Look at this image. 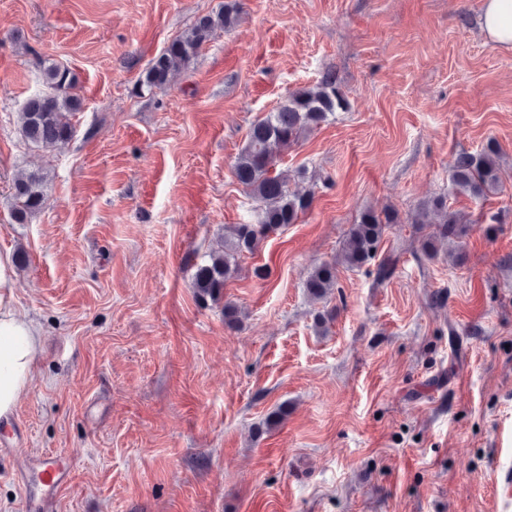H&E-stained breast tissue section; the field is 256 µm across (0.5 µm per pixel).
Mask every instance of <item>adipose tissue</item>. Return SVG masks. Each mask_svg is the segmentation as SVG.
Wrapping results in <instances>:
<instances>
[{
	"mask_svg": "<svg viewBox=\"0 0 512 512\" xmlns=\"http://www.w3.org/2000/svg\"><path fill=\"white\" fill-rule=\"evenodd\" d=\"M481 25L498 47L512 50V0H483ZM15 271L10 253H0V418L8 417L35 368L41 331L15 301Z\"/></svg>",
	"mask_w": 512,
	"mask_h": 512,
	"instance_id": "obj_1",
	"label": "adipose tissue"
}]
</instances>
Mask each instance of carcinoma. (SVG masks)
I'll use <instances>...</instances> for the list:
<instances>
[{"mask_svg":"<svg viewBox=\"0 0 512 512\" xmlns=\"http://www.w3.org/2000/svg\"><path fill=\"white\" fill-rule=\"evenodd\" d=\"M240 14L239 0H226L220 11L198 18L150 62L139 80L140 87L149 91L165 87L175 73L191 66L204 45L235 28ZM40 67L49 91L27 99L18 113L20 133L35 146L68 142L76 133L72 117L83 108L75 92L76 77L56 62L42 61ZM346 107L336 76L327 73L316 84L289 93L274 111L251 124L233 171L258 203L257 221L224 226L222 244L197 265L191 283L202 304H224L226 326L237 327L241 318L239 307L224 300V288L238 273L239 259L254 253L270 234L297 223L313 202V193L289 189L288 171L280 167L283 153ZM499 154L497 142L490 139L475 153L456 155L449 167L452 193L484 199L501 191L504 181ZM47 186V174L41 170L22 169L17 173L12 193L14 223H29L43 208ZM394 224L433 226L434 231L421 241L423 256L434 259L444 251L448 259L458 261L463 257V239L473 221L469 214L453 209L445 194L418 205L404 218L394 208H367L345 232L337 261L319 263L306 272L304 288L310 300L324 302L334 294L338 266L359 270L371 265L382 250L385 233Z\"/></svg>","mask_w":512,"mask_h":512,"instance_id":"1","label":"carcinoma"}]
</instances>
